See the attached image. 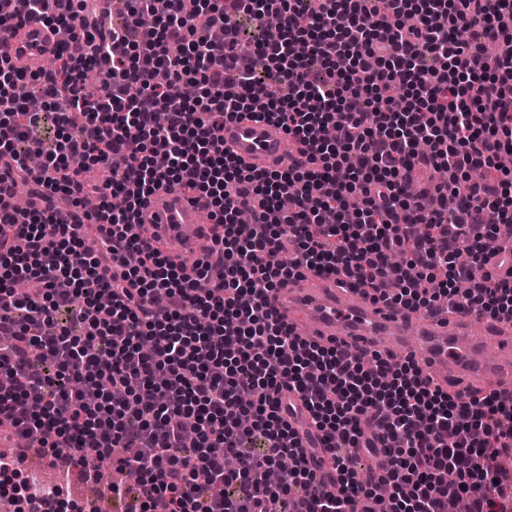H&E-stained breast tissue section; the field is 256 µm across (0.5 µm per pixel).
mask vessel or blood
Returning a JSON list of instances; mask_svg holds the SVG:
<instances>
[{"instance_id":"vessel-or-blood-1","label":"vessel or blood","mask_w":512,"mask_h":512,"mask_svg":"<svg viewBox=\"0 0 512 512\" xmlns=\"http://www.w3.org/2000/svg\"><path fill=\"white\" fill-rule=\"evenodd\" d=\"M58 38L39 22L23 23L20 33L0 35L12 61L40 70ZM224 145L245 166L283 169L291 158L281 127L243 114L224 125ZM140 237L151 250L172 259L203 254L212 226L200 202L182 185L164 186L150 197ZM269 303L294 332L320 344H341L353 356L375 350L384 358L415 347L433 386L471 391L484 386L512 390V321L478 311H454L444 318L372 302L360 291L340 288L335 278L314 272L269 294ZM485 323L496 346L473 341L474 323Z\"/></svg>"}]
</instances>
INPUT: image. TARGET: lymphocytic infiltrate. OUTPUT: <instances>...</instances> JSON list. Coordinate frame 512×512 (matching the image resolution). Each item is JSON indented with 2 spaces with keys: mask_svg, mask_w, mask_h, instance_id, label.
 <instances>
[{
  "mask_svg": "<svg viewBox=\"0 0 512 512\" xmlns=\"http://www.w3.org/2000/svg\"><path fill=\"white\" fill-rule=\"evenodd\" d=\"M19 2L70 37L50 71L0 57V199L30 200L0 208V374L13 381L0 425L39 431L56 469L132 472V512H351L362 500L380 512L385 488L391 512H449L458 497L501 512L512 393L463 401L414 359L307 341L265 296L309 270L376 303L512 318L484 220L512 223V0H380L370 26L369 0H197L189 14L181 0H128L105 29L89 18L96 0ZM102 56L91 96L85 75ZM241 112L281 125L301 162L241 168L223 136ZM184 180L211 208L220 269L139 245L150 195ZM46 193L71 199V223L33 207ZM93 195L105 223L94 246L81 204ZM285 389L323 435L336 492L315 489ZM363 453L387 467H359ZM19 471L0 453L18 512H58L64 486Z\"/></svg>",
  "mask_w": 512,
  "mask_h": 512,
  "instance_id": "1",
  "label": "lymphocytic infiltrate"
}]
</instances>
